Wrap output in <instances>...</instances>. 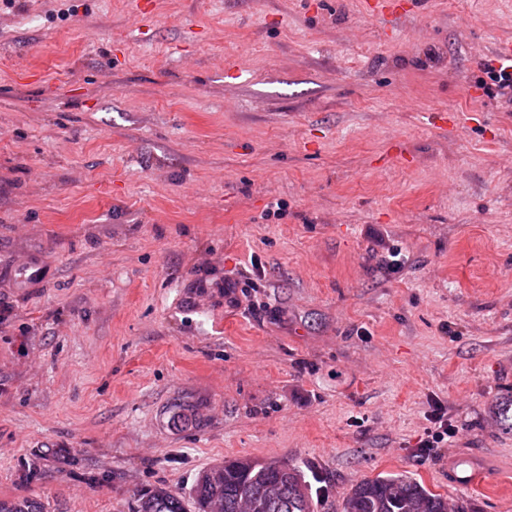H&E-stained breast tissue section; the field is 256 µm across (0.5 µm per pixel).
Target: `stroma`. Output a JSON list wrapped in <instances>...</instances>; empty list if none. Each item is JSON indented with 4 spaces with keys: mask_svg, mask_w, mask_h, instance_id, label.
I'll list each match as a JSON object with an SVG mask.
<instances>
[{
    "mask_svg": "<svg viewBox=\"0 0 512 512\" xmlns=\"http://www.w3.org/2000/svg\"><path fill=\"white\" fill-rule=\"evenodd\" d=\"M129 2L0 0V499L249 457L512 512V0ZM430 422L431 427L427 429L426 438L421 442L420 448L424 454H428L434 448H441L448 443V438H453L457 430L445 419V412L440 404H435V408L431 411ZM489 474L484 466L478 465L473 457L460 454L448 459V482L454 486L469 487L486 483Z\"/></svg>",
    "mask_w": 512,
    "mask_h": 512,
    "instance_id": "obj_1",
    "label": "stroma"
}]
</instances>
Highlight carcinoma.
<instances>
[{"instance_id": "obj_1", "label": "carcinoma", "mask_w": 512, "mask_h": 512, "mask_svg": "<svg viewBox=\"0 0 512 512\" xmlns=\"http://www.w3.org/2000/svg\"><path fill=\"white\" fill-rule=\"evenodd\" d=\"M238 463L237 458L225 461L224 483L218 490L207 469L196 477L189 496L160 487L138 499L136 512H208L215 501L220 502V512H238L237 502L246 495L256 500V512H317L318 503L297 468L289 473L281 498L272 501L266 499V492L269 484L277 481L278 462L248 459L242 472ZM0 512H45V506L30 497L0 499ZM341 512H448V501L404 471L357 481L344 497Z\"/></svg>"}]
</instances>
